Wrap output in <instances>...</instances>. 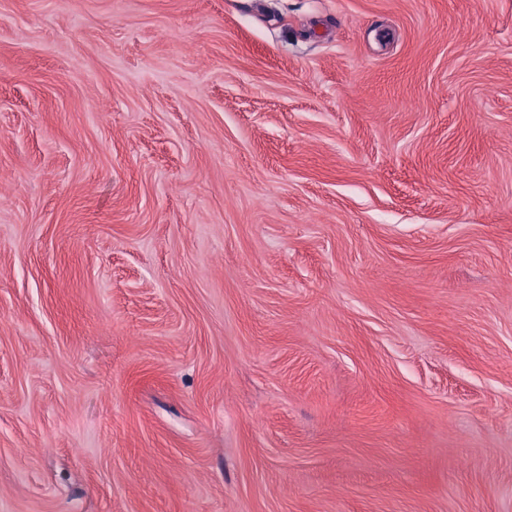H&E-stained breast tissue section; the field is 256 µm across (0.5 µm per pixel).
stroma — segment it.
<instances>
[{"mask_svg": "<svg viewBox=\"0 0 512 512\" xmlns=\"http://www.w3.org/2000/svg\"><path fill=\"white\" fill-rule=\"evenodd\" d=\"M0 512H512V0H0Z\"/></svg>", "mask_w": 512, "mask_h": 512, "instance_id": "1", "label": "stroma"}]
</instances>
